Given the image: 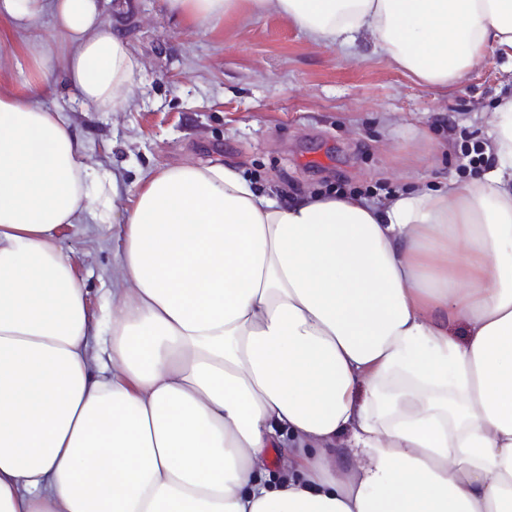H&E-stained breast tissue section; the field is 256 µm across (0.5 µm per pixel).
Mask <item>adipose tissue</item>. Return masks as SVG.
Returning <instances> with one entry per match:
<instances>
[{
    "label": "adipose tissue",
    "mask_w": 512,
    "mask_h": 512,
    "mask_svg": "<svg viewBox=\"0 0 512 512\" xmlns=\"http://www.w3.org/2000/svg\"><path fill=\"white\" fill-rule=\"evenodd\" d=\"M165 3L190 24L273 11L329 47L367 32L428 87L512 57V0ZM113 5L0 0L36 71L0 92V512H512V100L481 176L381 207L188 164L119 217L117 175L40 102L59 72L81 107L129 105ZM117 222L95 309L60 231Z\"/></svg>",
    "instance_id": "ef3b65f1"
}]
</instances>
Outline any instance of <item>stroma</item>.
I'll use <instances>...</instances> for the list:
<instances>
[{"label": "stroma", "mask_w": 512, "mask_h": 512, "mask_svg": "<svg viewBox=\"0 0 512 512\" xmlns=\"http://www.w3.org/2000/svg\"><path fill=\"white\" fill-rule=\"evenodd\" d=\"M121 24L141 65L132 106L69 119L88 162L128 186L156 167L218 160L280 200L341 182L379 203L409 184L480 175L461 146L485 141L491 112L512 95V60L493 48L456 83L425 87L369 37L336 50L274 12L190 26L164 0H128ZM17 41L1 17V92L32 79ZM119 233L116 224L62 232L92 306L112 284Z\"/></svg>", "instance_id": "obj_1"}]
</instances>
